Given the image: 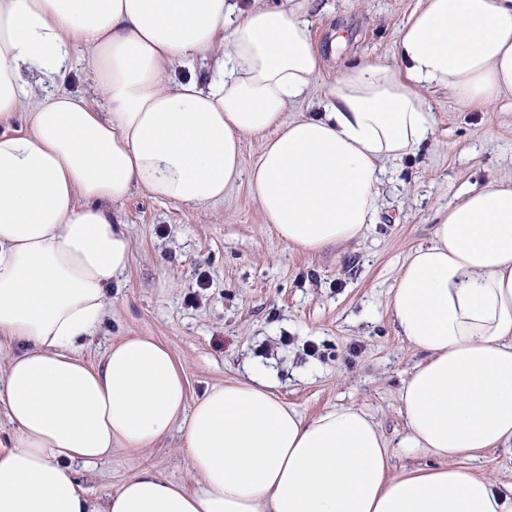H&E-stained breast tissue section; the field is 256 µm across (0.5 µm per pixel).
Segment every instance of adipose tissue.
Instances as JSON below:
<instances>
[{
  "instance_id": "adipose-tissue-1",
  "label": "adipose tissue",
  "mask_w": 512,
  "mask_h": 512,
  "mask_svg": "<svg viewBox=\"0 0 512 512\" xmlns=\"http://www.w3.org/2000/svg\"><path fill=\"white\" fill-rule=\"evenodd\" d=\"M310 4L0 0V342L20 347L0 367L15 427L0 512H512V485L464 466L512 449V183L449 203L390 292L398 335L422 355L399 395L404 445L437 465L393 471L373 416L305 418L263 370L190 406L181 366L154 339L123 337L99 366L76 352L131 264L117 206L133 189L206 206L244 178L288 247L349 244L375 219L384 163L435 132L425 90L469 110L512 95V0H425L398 31L396 63L326 82ZM78 46L103 110L37 96L27 79L63 76ZM200 62L203 78H175ZM315 88L320 114L287 119ZM269 129L245 166L243 139ZM176 427L196 488L145 468L89 500L76 465Z\"/></svg>"
}]
</instances>
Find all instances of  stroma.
<instances>
[{
  "instance_id": "1",
  "label": "stroma",
  "mask_w": 512,
  "mask_h": 512,
  "mask_svg": "<svg viewBox=\"0 0 512 512\" xmlns=\"http://www.w3.org/2000/svg\"><path fill=\"white\" fill-rule=\"evenodd\" d=\"M420 3L314 0L309 31L325 62L322 79L358 62L393 63L398 30ZM427 97L435 132L415 155L388 165L377 220L355 243L289 249L243 179L222 201L200 207L135 190L119 207L133 261L80 356L96 366L112 341L153 338L180 363L193 398L260 367L305 418L337 406L363 409L389 442L393 469L429 465L430 457L400 446L399 392L422 356L397 335L387 302L409 252L430 243L440 211L472 188L512 178V98L479 112L444 90ZM182 440L172 430L142 453L113 452L77 478L93 500L144 467L195 488Z\"/></svg>"
}]
</instances>
